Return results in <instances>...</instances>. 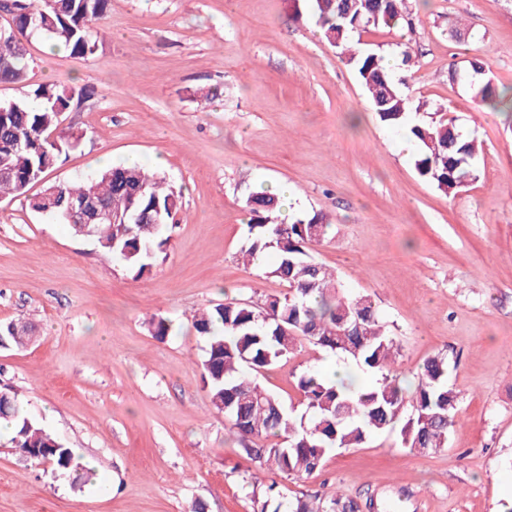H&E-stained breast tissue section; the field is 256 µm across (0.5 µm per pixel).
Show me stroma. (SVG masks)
Masks as SVG:
<instances>
[{
	"label": "stroma",
	"instance_id": "obj_1",
	"mask_svg": "<svg viewBox=\"0 0 512 512\" xmlns=\"http://www.w3.org/2000/svg\"><path fill=\"white\" fill-rule=\"evenodd\" d=\"M413 28L361 34L390 54L400 91L443 108L482 149L476 180L447 196L418 175L405 130L384 125L355 70L320 34L306 0H111L98 48L76 58L29 38L25 88L90 87L58 129L78 146L49 182L93 174L101 157L151 163L182 193L166 251L134 277L96 241L0 198V323L28 320L34 342L0 348L16 390L96 480L79 489L0 443V512H253L251 473L269 483L201 381L206 346L192 318L287 287L270 259L243 264L260 187L288 186L292 214L330 222L316 261L348 297L374 299L413 391L425 359L446 357L459 422L444 450L417 454L399 430L329 453L282 501L341 492L371 512H501L512 501V119L452 78L472 61L512 93V0H408ZM158 315L174 332L156 339ZM334 354L302 341L258 380L301 412L296 378Z\"/></svg>",
	"mask_w": 512,
	"mask_h": 512
}]
</instances>
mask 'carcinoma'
Listing matches in <instances>:
<instances>
[{
    "instance_id": "cac0c4a2",
    "label": "carcinoma",
    "mask_w": 512,
    "mask_h": 512,
    "mask_svg": "<svg viewBox=\"0 0 512 512\" xmlns=\"http://www.w3.org/2000/svg\"><path fill=\"white\" fill-rule=\"evenodd\" d=\"M324 37L342 50L347 62L369 93L382 122L403 128L417 147L418 174L442 192L458 193L477 176L475 142L460 131L452 118L425 111V104L411 107L385 66L384 56L373 50L354 49L353 35L367 28H392L409 14L404 0H348L350 14L338 17L340 0H307ZM111 0H0V10L12 15L15 35H0V83L23 84L27 69L25 41L40 35L51 45H62L70 55L85 57L97 48L94 22L102 19ZM474 98L493 100L494 91L484 65L473 62L463 74ZM86 87L66 89L44 84L33 98L3 105L0 116V160L11 169L0 177V197L24 195L42 183L62 156L76 147L80 137L62 134L50 139L58 114L74 97H88ZM93 195L115 212L136 216L161 214L158 230L149 226L127 228L120 224L94 225L93 238L103 253L124 259L140 277L150 260L169 241V223L179 209L180 195L159 172L139 165L106 167L93 176L51 183L29 199L34 212L54 215L62 197ZM249 211L248 247L243 257L251 261L272 253L275 262L268 274L288 285L283 295H268L262 303L227 301L194 317L193 326L205 339L202 378L214 408L227 416L242 440L245 452L262 469L286 476L303 477L318 470L337 448H358L371 435L401 426L402 445L419 453L448 447V434L456 424L458 395L448 385V361L442 356L424 360L418 383L406 395L394 369L398 346L379 320L372 298L340 295L336 274L318 263L309 245L321 242L328 227L326 216L315 212L285 224L278 221V199L266 192L245 199ZM159 340L169 336L172 325L163 317L148 321ZM33 327L27 322L0 325L4 347H23ZM353 360L375 381L353 388V383L331 381L315 370L296 379L304 411L293 414L281 400L264 389L252 375L259 374L290 353L300 340ZM0 419L11 424L8 443L27 449L34 462L49 460L56 470L80 489L93 477L57 437L23 409L19 394L0 388ZM287 512H359V505L339 493L325 498H298Z\"/></svg>"
}]
</instances>
